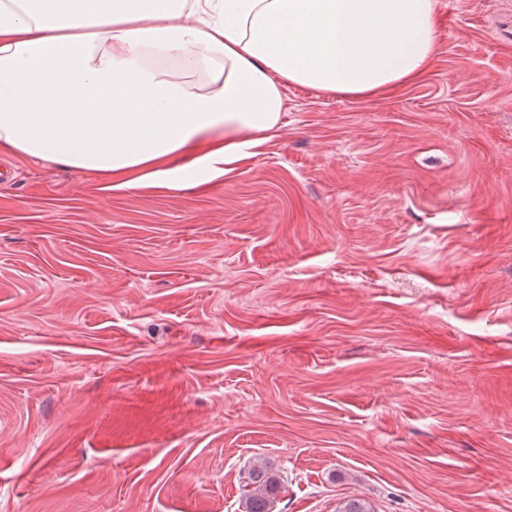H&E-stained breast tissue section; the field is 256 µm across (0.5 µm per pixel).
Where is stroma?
Returning <instances> with one entry per match:
<instances>
[{
	"instance_id": "1",
	"label": "stroma",
	"mask_w": 512,
	"mask_h": 512,
	"mask_svg": "<svg viewBox=\"0 0 512 512\" xmlns=\"http://www.w3.org/2000/svg\"><path fill=\"white\" fill-rule=\"evenodd\" d=\"M511 5L202 187L0 155V512H512ZM251 486L246 500L244 512H273L272 508L282 485L277 474L268 469L253 470L248 476Z\"/></svg>"
}]
</instances>
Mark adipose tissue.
I'll return each instance as SVG.
<instances>
[{
    "label": "adipose tissue",
    "mask_w": 512,
    "mask_h": 512,
    "mask_svg": "<svg viewBox=\"0 0 512 512\" xmlns=\"http://www.w3.org/2000/svg\"><path fill=\"white\" fill-rule=\"evenodd\" d=\"M437 0H0V153L178 192L283 125L284 90L369 98L436 55Z\"/></svg>",
    "instance_id": "adipose-tissue-1"
}]
</instances>
